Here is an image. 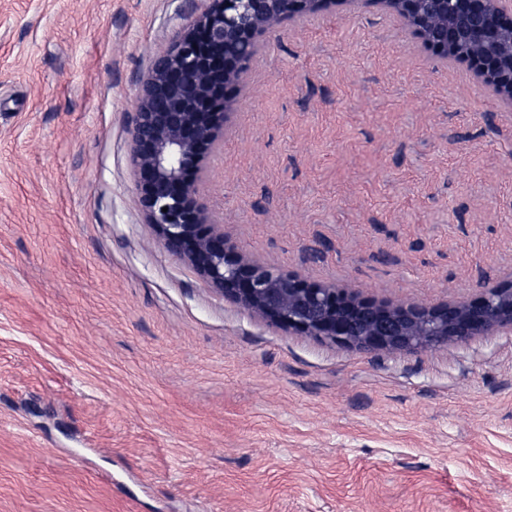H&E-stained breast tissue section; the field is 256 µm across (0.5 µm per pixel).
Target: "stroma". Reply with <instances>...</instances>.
Here are the masks:
<instances>
[{
  "mask_svg": "<svg viewBox=\"0 0 512 512\" xmlns=\"http://www.w3.org/2000/svg\"><path fill=\"white\" fill-rule=\"evenodd\" d=\"M210 0H0V512H512V331L365 353L158 242L142 78ZM200 200L252 259L384 302L512 279V107L393 15L264 33Z\"/></svg>",
  "mask_w": 512,
  "mask_h": 512,
  "instance_id": "35a3bbf8",
  "label": "stroma"
}]
</instances>
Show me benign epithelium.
<instances>
[{"label":"benign epithelium","instance_id":"1","mask_svg":"<svg viewBox=\"0 0 512 512\" xmlns=\"http://www.w3.org/2000/svg\"><path fill=\"white\" fill-rule=\"evenodd\" d=\"M342 0H213L160 52L140 83L131 163L146 222L170 254L224 299L289 331L367 353L429 349L509 328L512 282L458 303L366 299L245 258L210 222L198 186L224 130L256 38L283 20ZM507 0H370L397 15L440 60L468 61L512 102V8ZM167 211H162V208Z\"/></svg>","mask_w":512,"mask_h":512}]
</instances>
